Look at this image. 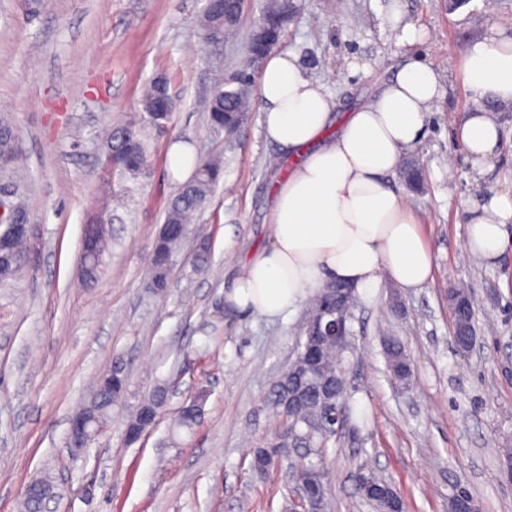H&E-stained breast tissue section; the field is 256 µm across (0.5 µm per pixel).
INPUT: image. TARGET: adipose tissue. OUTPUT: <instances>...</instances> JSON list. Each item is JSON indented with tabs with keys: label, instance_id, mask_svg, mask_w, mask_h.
<instances>
[{
	"label": "adipose tissue",
	"instance_id": "obj_1",
	"mask_svg": "<svg viewBox=\"0 0 512 512\" xmlns=\"http://www.w3.org/2000/svg\"><path fill=\"white\" fill-rule=\"evenodd\" d=\"M462 75L473 106L455 137L482 177L500 144L497 114L512 110V37L493 31L472 43ZM439 92L437 72L413 57L372 102L339 120L294 54L267 57L258 85L263 135L293 167L276 186L271 245L241 261L227 286L229 311L278 315L326 281L366 288L382 272L403 288L428 283L431 250L388 178L423 139ZM511 246V197L493 195L471 209L467 252L493 261Z\"/></svg>",
	"mask_w": 512,
	"mask_h": 512
}]
</instances>
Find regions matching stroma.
<instances>
[{"label": "stroma", "instance_id": "1", "mask_svg": "<svg viewBox=\"0 0 512 512\" xmlns=\"http://www.w3.org/2000/svg\"><path fill=\"white\" fill-rule=\"evenodd\" d=\"M205 0H0V118L15 130L18 161L0 167V196L25 202L38 241L0 282V512H21L32 478L58 488L48 512H283V471L266 476L251 450L275 426L263 403L293 355L305 306L276 317L232 315L224 284L255 249L269 245L276 179L288 158L262 133L260 110L228 134L208 120L213 77L260 69L247 45L261 0H246L236 35L204 43ZM276 53H293L346 112L376 98L405 59L441 74L442 90L413 152L422 191L391 182L415 210L433 256V278L405 289L387 275L358 291L349 370L350 413L329 451L332 512H375L355 475L366 467L393 481L409 512H448L452 484H467L482 512H512L500 473L512 448V248L485 262L463 252L469 208L512 195V112L491 176L475 180L452 135L470 108L460 62L491 28L512 34V0H290ZM424 38L400 41L403 28ZM163 78L177 102L163 126L142 111L144 85ZM133 122L148 147L130 174L104 165L105 129ZM182 143L223 159L219 181L172 258L167 287L147 286L166 202L180 183L168 152ZM108 218L110 242L95 283L79 272L85 224ZM210 247L197 270V242ZM468 288L476 346L451 344L448 290ZM398 338L413 364L394 381L383 353ZM121 359L123 401L86 453L65 448L70 419L99 377ZM165 387L158 423L135 444L126 422ZM206 390L204 416L172 435L184 401Z\"/></svg>", "mask_w": 512, "mask_h": 512}]
</instances>
